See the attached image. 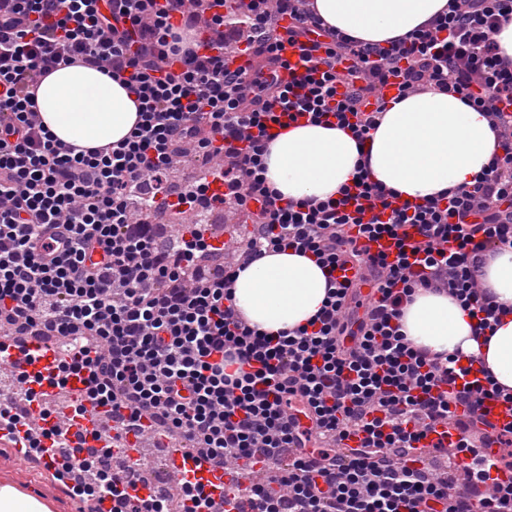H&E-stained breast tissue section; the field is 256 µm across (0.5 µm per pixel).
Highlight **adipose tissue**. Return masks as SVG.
<instances>
[{"mask_svg":"<svg viewBox=\"0 0 512 512\" xmlns=\"http://www.w3.org/2000/svg\"><path fill=\"white\" fill-rule=\"evenodd\" d=\"M447 0H314L323 22L369 43L388 44L442 11ZM44 124L81 149L126 137L138 120L134 95L99 69L61 66L37 92ZM486 113L458 97L429 90L389 104L365 145L339 128L291 125L264 157L270 188L291 199L337 196L367 158L373 181L415 201L473 184L496 149ZM480 288L506 307L488 341L474 339L472 320L445 293L417 290L402 310V331L413 347L476 355L492 383L512 392V248L495 251L477 273ZM234 301L248 323L276 334L304 326L323 306L327 284L314 258L292 249L267 250L237 271ZM0 512H53V503L11 480H0Z\"/></svg>","mask_w":512,"mask_h":512,"instance_id":"1","label":"adipose tissue"}]
</instances>
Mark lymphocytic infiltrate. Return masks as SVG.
<instances>
[{"mask_svg":"<svg viewBox=\"0 0 512 512\" xmlns=\"http://www.w3.org/2000/svg\"><path fill=\"white\" fill-rule=\"evenodd\" d=\"M292 24L281 30L279 16ZM512 0H448L447 7L389 45L327 26L310 0H0V335L52 331L72 366L89 373L90 399L129 409L187 437L212 464L294 447L289 420L302 401L312 426L288 469L254 487L257 512H512V461L469 472L453 494L427 475L414 448L434 422L462 417L455 449L473 457L489 386H449L461 352L414 348L401 311L416 289L445 292L492 329L499 305L473 277L488 253L512 247V58L494 34ZM243 28L241 55L266 68L244 82L224 54L225 28ZM325 38L326 54L301 51L298 74L273 67L284 39ZM104 68L139 104L124 139L83 150L55 138L37 115L42 79L60 65ZM434 90L486 112L499 152L474 184L410 202L359 168L338 196L289 200L270 190L263 156L273 128L302 119L348 130L365 143L387 109L379 88ZM222 145H215V136ZM223 155L175 200L163 189L180 145ZM227 185L217 195L216 183ZM250 212L253 234L239 264L263 250L311 254L326 270L328 296L309 323L269 335L240 319L232 283L207 274L219 249L205 225L159 240L151 212L192 214L217 198ZM411 229L413 243L401 232ZM389 238L394 256H364L356 236ZM57 248H50L49 238ZM355 269L337 281V267ZM378 297L350 319L354 290ZM361 444L337 463L323 441ZM78 496L112 494L110 512H171L148 497L132 506L111 471L83 461Z\"/></svg>","mask_w":512,"mask_h":512,"instance_id":"lymphocytic-infiltrate-1","label":"lymphocytic infiltrate"}]
</instances>
